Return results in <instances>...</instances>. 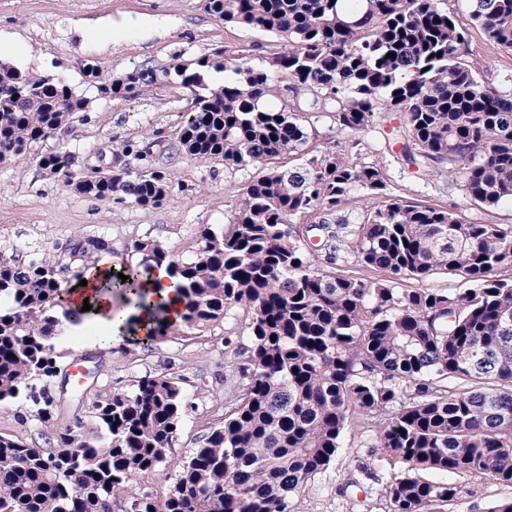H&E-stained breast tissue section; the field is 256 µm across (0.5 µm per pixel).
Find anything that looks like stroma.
I'll list each match as a JSON object with an SVG mask.
<instances>
[{
  "label": "stroma",
  "mask_w": 512,
  "mask_h": 512,
  "mask_svg": "<svg viewBox=\"0 0 512 512\" xmlns=\"http://www.w3.org/2000/svg\"><path fill=\"white\" fill-rule=\"evenodd\" d=\"M268 40L265 34L225 28L204 11L201 0H0V59L34 74L56 73L90 102L88 111L68 129L39 143L37 153L68 151L84 167L109 170L114 166L113 143L126 141L149 148L151 164L172 174L163 204L144 209L78 195L28 156L0 166V251L22 259L57 256L70 238L101 236L111 241L113 256L126 265L140 259L134 241L147 238L175 259H191L200 225L219 230L227 224L246 173L225 171L220 161L176 153L181 118L190 108L188 90L161 81L135 98L116 99L88 84L82 66L96 61L106 79L137 67L160 72L176 62H194L228 42ZM397 122V113L381 112L361 134L366 147L360 158L385 166L388 196L454 205L476 218L477 209L458 187L416 174L399 152H370L382 130ZM240 329V323L227 318L194 331L176 326L166 337L146 344L137 341L131 325L118 331V341L111 345L92 332L61 338V364L82 353L92 360L84 385L67 384L61 394L56 425L64 427L85 417L99 394L131 389L147 374H169L182 378L194 406L169 455L177 460L188 456L200 445L231 388L236 358L224 338ZM402 469L401 463L370 449L341 448L330 467L293 497L291 512H383L384 489ZM510 497L512 488L469 480L450 508L488 512L497 501Z\"/></svg>",
  "instance_id": "stroma-1"
}]
</instances>
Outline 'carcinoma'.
<instances>
[{"mask_svg":"<svg viewBox=\"0 0 512 512\" xmlns=\"http://www.w3.org/2000/svg\"><path fill=\"white\" fill-rule=\"evenodd\" d=\"M472 25L512 54V0H467ZM229 29L277 41L226 45L157 74L136 68L108 81L114 98L164 80L190 90L180 150L253 169L232 220L200 225L192 259L153 240L134 242L122 289L139 310L152 269L166 266L192 331L239 312L234 392L199 447L174 464L164 497L135 491L136 476L168 464L191 408L179 379L144 376L93 401L60 428L55 341L89 312L71 306L51 256L0 253V408L18 402L53 434L52 449L0 434V512H289L347 437L403 464L386 486V512H442L458 498L454 474L512 487V224L490 217L512 204V78L486 80L453 0H203ZM263 51L261 66L245 59ZM224 82L207 83L210 72ZM89 102L53 74L0 61V164L72 123ZM377 112H399L381 145L417 172L456 182L489 219L386 195L378 164H355V135ZM330 114L345 144L319 140ZM37 165L76 193L156 207L167 171L85 170L70 153ZM111 250L73 238L83 265ZM438 273L463 287L405 288ZM26 414V415H28ZM26 415L17 414L20 421Z\"/></svg>","mask_w":512,"mask_h":512,"instance_id":"carcinoma-1","label":"carcinoma"}]
</instances>
